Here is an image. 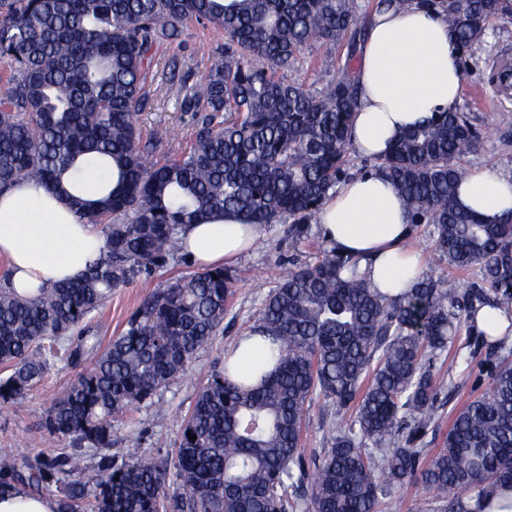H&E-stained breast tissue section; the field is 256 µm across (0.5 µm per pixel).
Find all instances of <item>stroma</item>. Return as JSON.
Instances as JSON below:
<instances>
[{
  "mask_svg": "<svg viewBox=\"0 0 512 512\" xmlns=\"http://www.w3.org/2000/svg\"><path fill=\"white\" fill-rule=\"evenodd\" d=\"M223 42L222 31L194 22L180 39L160 48L152 66L151 106L136 118L141 141L148 147V162L176 157L189 148L195 120L192 113L181 110L179 100L184 89L194 86L207 74L215 60L214 51ZM507 56L512 57V14H501L488 21L481 42L469 52L459 105L484 135L480 151L466 157V167L492 165L512 176V95L501 93L497 82L500 64ZM340 58L338 50L312 43L288 76L306 82L312 90H325L336 77ZM160 127L169 129L171 135L160 144H152V133ZM291 226L288 218L266 225L255 248L232 261V268L247 270L248 275L237 282L219 332L210 344L197 351L184 376L164 391L159 405L135 408L118 422L117 446L121 454L132 457L173 451L181 420L191 408L198 388L216 363L223 360L225 351L246 334L282 273L321 258L326 244L317 222L305 224L298 237L291 235ZM433 231L430 224L414 225L409 240L410 245L424 253L426 272L447 278L452 284L475 280V272L450 268L438 259ZM195 270L187 257L176 255L166 266L116 289L98 311L89 315L87 322L97 327L102 341H109L126 329L132 314L151 293ZM506 356L512 358V337H505L501 352H490L469 320H462L447 350L433 364L438 399L420 441L423 461H430L441 448L454 415L483 393L492 370ZM75 375V369L55 364L23 399L0 406V455L32 458L41 453L63 451V443L43 434L42 429L52 395L70 384ZM338 418L331 401L316 396L307 404L303 432L307 459L319 455L324 433Z\"/></svg>",
  "mask_w": 512,
  "mask_h": 512,
  "instance_id": "1",
  "label": "stroma"
}]
</instances>
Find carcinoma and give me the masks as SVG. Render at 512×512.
<instances>
[{"label":"carcinoma","mask_w":512,"mask_h":512,"mask_svg":"<svg viewBox=\"0 0 512 512\" xmlns=\"http://www.w3.org/2000/svg\"><path fill=\"white\" fill-rule=\"evenodd\" d=\"M500 2L420 0L446 16L461 60ZM371 18L358 0H0V64L13 71L0 100V187L25 178L57 190L107 237L75 282L31 298L0 288V366L9 371L0 406L54 363L93 356L45 414L71 451L0 455L1 485L51 488L57 512H377L393 488L417 481L433 512H483L497 487H512L511 365L455 415L422 469L423 449L413 447L437 400L425 365L447 348L455 319L512 302V218L486 224L456 203L464 159L482 141L458 108L404 132L377 167L413 223L434 225L439 259L477 269L480 281L450 288L425 274L402 296L382 297L333 247L288 271L249 330L269 337L274 368L254 382L251 365L238 381L225 363L214 367L170 465L112 452L115 422L156 404L219 331L242 272L203 269L152 293L103 348L85 319L112 290L166 265L188 224L228 212L263 226L288 217L302 233L346 176L353 61ZM194 20L224 33L217 63L180 100L200 127L187 152L150 164L133 114L151 101L158 50ZM312 42L347 48L322 92L286 75ZM86 167L105 175L95 200L64 185ZM316 394L353 419L328 430L311 471L301 442Z\"/></svg>","instance_id":"cac0c4a2"}]
</instances>
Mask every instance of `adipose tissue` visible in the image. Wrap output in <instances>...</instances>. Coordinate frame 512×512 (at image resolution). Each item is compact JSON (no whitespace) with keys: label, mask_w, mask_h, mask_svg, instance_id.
Listing matches in <instances>:
<instances>
[{"label":"adipose tissue","mask_w":512,"mask_h":512,"mask_svg":"<svg viewBox=\"0 0 512 512\" xmlns=\"http://www.w3.org/2000/svg\"><path fill=\"white\" fill-rule=\"evenodd\" d=\"M360 89L350 146L368 159L385 155L396 136L436 111L454 110L463 72L443 14L419 4L374 15L355 67ZM457 203L496 224L512 213V176L493 166L469 169ZM320 232L344 254L360 258L359 272L386 297L407 292L425 265L408 247L410 215L396 186L371 167L329 191L317 215ZM262 228L226 214L186 227L182 253L200 267H218L248 251ZM99 225L79 219L54 191L21 180L0 191V257L8 285L32 297L40 289L82 277L105 251Z\"/></svg>","instance_id":"1"}]
</instances>
